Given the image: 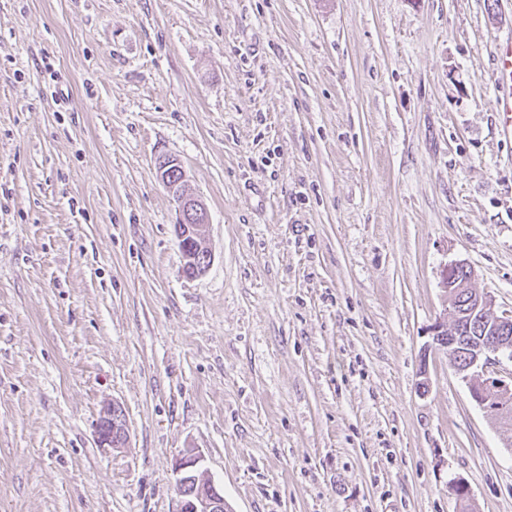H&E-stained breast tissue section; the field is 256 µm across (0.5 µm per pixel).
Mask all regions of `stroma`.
<instances>
[{"label":"stroma","mask_w":512,"mask_h":512,"mask_svg":"<svg viewBox=\"0 0 512 512\" xmlns=\"http://www.w3.org/2000/svg\"><path fill=\"white\" fill-rule=\"evenodd\" d=\"M505 39L512 0H0V512H179L191 448L232 512H512L432 344L452 262L512 319ZM495 69L497 89L495 112L500 133L505 138L512 137V41L499 45ZM177 164L173 159H162L156 163L158 180L163 181L168 189L171 190V194H174L176 207L178 212L177 224H175L176 234L181 237V232L191 226L193 234L197 239V246L192 250L191 253H184L183 268L187 269L192 267L196 274L199 276L203 275L208 269L207 265L212 260V253L207 244L208 238V226L209 216L205 204L195 195L188 193L187 191L181 195V192L174 193L176 186L184 180L183 178L176 183L169 184V175L171 174V166ZM201 271L199 272V269ZM96 440L100 447L119 448L128 439L125 414L120 405L113 403L102 412L95 427Z\"/></svg>","instance_id":"1"}]
</instances>
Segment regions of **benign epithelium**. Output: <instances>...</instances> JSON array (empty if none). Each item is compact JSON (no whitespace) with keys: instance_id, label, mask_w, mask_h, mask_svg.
<instances>
[{"instance_id":"obj_1","label":"benign epithelium","mask_w":512,"mask_h":512,"mask_svg":"<svg viewBox=\"0 0 512 512\" xmlns=\"http://www.w3.org/2000/svg\"><path fill=\"white\" fill-rule=\"evenodd\" d=\"M173 159H162L156 163L158 180L174 192L178 212L176 234L190 227L197 239V246L182 256L183 268L206 271L212 260L207 244L209 216L205 204L195 195L176 191V184L169 182ZM512 322L496 319L492 331L481 336L475 344L467 346L465 365L455 369L462 380L470 384L473 400L486 411L496 415L504 423L512 420V381L508 382L498 373L489 370L492 365L506 360L512 362V344L507 341V332ZM433 343L450 351L460 347L457 337L448 335V329L438 325ZM95 436L99 446L119 448L128 439V428L123 409L112 404L104 409L96 423ZM201 454L191 450L176 461L177 491L180 497V512H232L224 500V493L214 483L202 478L199 473Z\"/></svg>"}]
</instances>
